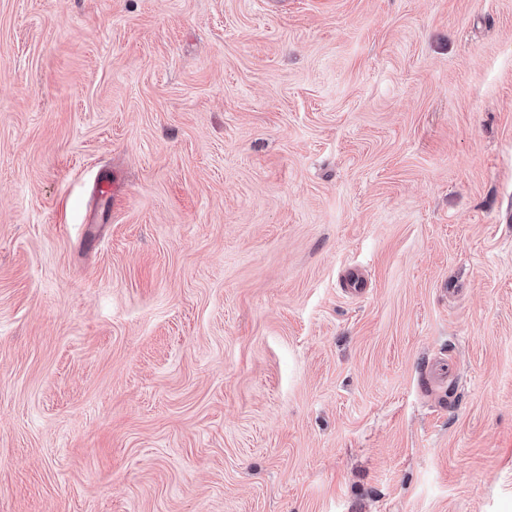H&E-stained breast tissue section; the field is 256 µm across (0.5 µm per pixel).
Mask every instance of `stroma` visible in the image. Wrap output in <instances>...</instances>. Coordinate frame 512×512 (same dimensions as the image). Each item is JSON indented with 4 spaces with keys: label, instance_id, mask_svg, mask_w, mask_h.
<instances>
[{
    "label": "stroma",
    "instance_id": "stroma-1",
    "mask_svg": "<svg viewBox=\"0 0 512 512\" xmlns=\"http://www.w3.org/2000/svg\"><path fill=\"white\" fill-rule=\"evenodd\" d=\"M0 512H512V0H0Z\"/></svg>",
    "mask_w": 512,
    "mask_h": 512
}]
</instances>
